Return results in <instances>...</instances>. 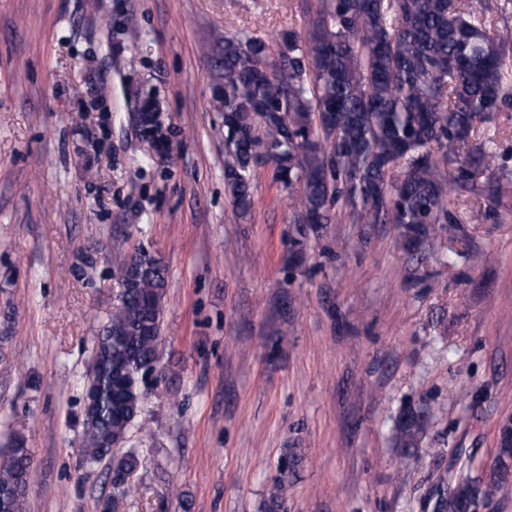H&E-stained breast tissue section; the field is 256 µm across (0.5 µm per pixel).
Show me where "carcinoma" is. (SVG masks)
I'll return each mask as SVG.
<instances>
[{"mask_svg": "<svg viewBox=\"0 0 512 512\" xmlns=\"http://www.w3.org/2000/svg\"><path fill=\"white\" fill-rule=\"evenodd\" d=\"M305 22V37L281 32L274 61L258 34L224 38L215 109L224 113L235 212L251 210L252 171L262 162L284 186L301 187V224H398L418 242L440 224L481 220L477 210L453 212L449 190L490 168L481 124L512 97V32L492 27L481 0H321ZM119 285L86 373L98 398L84 404L82 435L84 461H108L116 493L140 465L136 449L119 454L114 445L140 416L145 375L159 360L167 270L147 252L128 254ZM422 433L408 416L399 439L409 447ZM31 463L17 432L0 452V512H24ZM294 463L281 458L268 512L284 507ZM435 488L434 512H468L503 485L495 474L450 490L439 474Z\"/></svg>", "mask_w": 512, "mask_h": 512, "instance_id": "carcinoma-1", "label": "carcinoma"}]
</instances>
